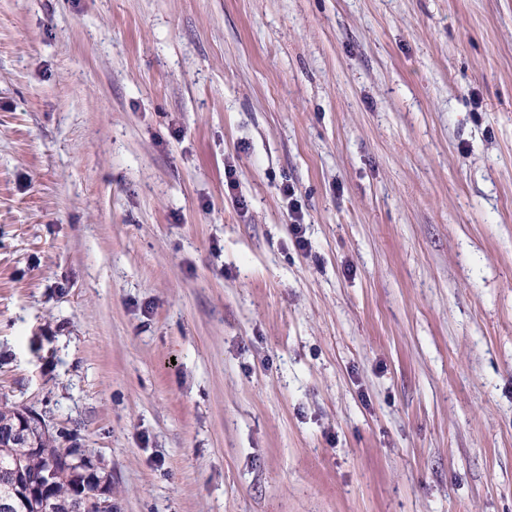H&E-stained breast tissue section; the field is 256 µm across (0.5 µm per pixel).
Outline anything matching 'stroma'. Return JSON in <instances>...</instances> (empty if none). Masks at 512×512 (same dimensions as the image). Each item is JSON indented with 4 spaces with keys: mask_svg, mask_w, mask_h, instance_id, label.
Listing matches in <instances>:
<instances>
[{
    "mask_svg": "<svg viewBox=\"0 0 512 512\" xmlns=\"http://www.w3.org/2000/svg\"><path fill=\"white\" fill-rule=\"evenodd\" d=\"M0 396L112 512H512V0H0Z\"/></svg>",
    "mask_w": 512,
    "mask_h": 512,
    "instance_id": "35a3bbf8",
    "label": "stroma"
}]
</instances>
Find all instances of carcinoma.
I'll list each match as a JSON object with an SVG mask.
<instances>
[{"mask_svg": "<svg viewBox=\"0 0 512 512\" xmlns=\"http://www.w3.org/2000/svg\"><path fill=\"white\" fill-rule=\"evenodd\" d=\"M81 454L83 451L78 448L60 447L59 435L39 427L29 429L22 438L0 439V492L8 491L16 480L26 488L47 480L52 484L50 496L54 502L36 499L29 512H67L62 504L77 490L87 494L84 512H100L98 492L103 491L106 499H112V483L93 471L85 473V468H94L91 462L85 468L68 464L70 457Z\"/></svg>", "mask_w": 512, "mask_h": 512, "instance_id": "1", "label": "carcinoma"}]
</instances>
